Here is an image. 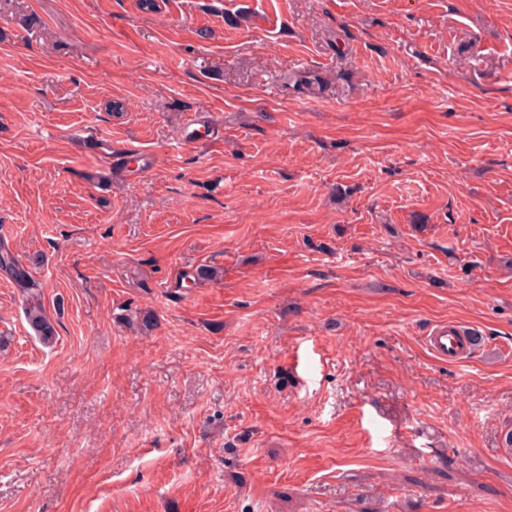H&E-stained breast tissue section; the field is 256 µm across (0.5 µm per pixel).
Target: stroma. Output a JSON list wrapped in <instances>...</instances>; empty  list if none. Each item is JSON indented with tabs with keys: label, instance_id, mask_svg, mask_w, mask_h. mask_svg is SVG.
Returning <instances> with one entry per match:
<instances>
[{
	"label": "stroma",
	"instance_id": "35a3bbf8",
	"mask_svg": "<svg viewBox=\"0 0 512 512\" xmlns=\"http://www.w3.org/2000/svg\"><path fill=\"white\" fill-rule=\"evenodd\" d=\"M0 241V512H512V0H0ZM0 272L22 294L25 319L34 335L44 344L53 343L57 330L47 314L39 286L33 278L30 267L16 257L4 242L0 243ZM475 330L465 328L456 322H440L431 324L423 336L425 348L439 361L460 363L467 360L473 352Z\"/></svg>",
	"mask_w": 512,
	"mask_h": 512
}]
</instances>
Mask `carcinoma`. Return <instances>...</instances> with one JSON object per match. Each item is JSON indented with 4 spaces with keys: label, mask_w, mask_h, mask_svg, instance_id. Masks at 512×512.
Masks as SVG:
<instances>
[{
    "label": "carcinoma",
    "mask_w": 512,
    "mask_h": 512,
    "mask_svg": "<svg viewBox=\"0 0 512 512\" xmlns=\"http://www.w3.org/2000/svg\"><path fill=\"white\" fill-rule=\"evenodd\" d=\"M0 273L10 280L24 298V315L34 335L45 344L54 342L57 330L47 314L39 286L30 267L23 263L5 243H0Z\"/></svg>",
    "instance_id": "1"
}]
</instances>
